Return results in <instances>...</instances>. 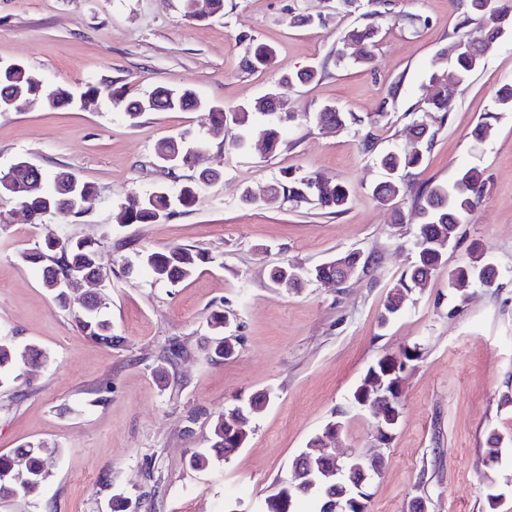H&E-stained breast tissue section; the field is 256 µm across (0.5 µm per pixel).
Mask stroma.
<instances>
[{
  "label": "stroma",
  "instance_id": "obj_1",
  "mask_svg": "<svg viewBox=\"0 0 512 512\" xmlns=\"http://www.w3.org/2000/svg\"><path fill=\"white\" fill-rule=\"evenodd\" d=\"M394 11L421 15L411 28L384 21L374 58L363 67H337L343 29L361 21L360 8L336 10V0H224V14L185 17L183 0H0V61L23 63L36 78L69 90L122 80L138 92L158 85L190 87L231 107L262 96L280 73L315 64L318 82L285 91L287 123L273 154L249 145L230 152L209 144L199 168L222 172L205 187L193 211L155 224H119L114 216L132 192L167 183L157 166V141L185 128L205 131L201 112L145 114L129 125L100 103L87 107L35 106L0 112V172L23 157L45 172L63 168L91 182L96 194L79 218L29 223L0 202V331L47 357L34 379L19 377L0 390V455L26 442L54 446L51 477L36 498L0 503V512H108L112 494L142 495V512H254L292 477V461L332 418L344 431L337 452H373L374 417L347 406L367 368L386 353L418 345L420 359L406 374L401 418L383 469L373 481L368 512H410L422 496L429 512H486V480L512 512V447L497 462L486 457L491 432L512 435V112L500 113L493 135L475 145L470 133L494 108L496 91L512 84V33L485 64L454 91V107L439 130L412 187L452 182L465 167L483 172L485 192L445 253V267L415 291L387 325L379 317L389 290L414 259L419 227L395 223L373 186L384 177L376 154L409 143L411 113L439 53L459 39L465 0H393ZM317 24L293 25L295 13ZM272 44L277 57L263 72L242 65L249 39ZM398 100L390 119L377 120L390 87ZM332 102L360 125L332 133L315 120ZM373 151H363V138ZM286 169L316 171L347 185L341 215L286 202L244 205L242 187L260 193ZM91 237L111 280L102 289L103 315L119 348L85 336L71 319L83 308L57 309L24 252L46 236ZM194 246L212 257L178 285L155 281L137 267L145 248ZM483 248L496 265L499 286L473 284L468 302L454 308L448 271ZM357 249L370 259L334 287L308 280L286 290L269 278L273 266L313 268ZM229 316L225 335L235 353L209 357V317ZM181 357L154 369L171 343ZM111 383L106 398L98 389ZM269 393L243 448L213 457L199 471L190 450L208 452L214 422L240 400Z\"/></svg>",
  "mask_w": 512,
  "mask_h": 512
}]
</instances>
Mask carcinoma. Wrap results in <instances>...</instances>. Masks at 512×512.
<instances>
[{
  "label": "carcinoma",
  "instance_id": "cac0c4a2",
  "mask_svg": "<svg viewBox=\"0 0 512 512\" xmlns=\"http://www.w3.org/2000/svg\"><path fill=\"white\" fill-rule=\"evenodd\" d=\"M365 16L373 22L346 29L340 38L341 47L336 49V61L350 58L355 63H368L378 42L379 29L375 20L391 14V0H364ZM458 29L463 31L462 41L468 48L455 54L452 68L435 70L428 80L423 106L424 115H440L445 120L451 110L448 86L466 83L483 64L488 50L501 37L512 31V0H468ZM246 68L252 71L265 70L275 63L274 50L262 42H252L244 57ZM320 77L315 67L290 71L281 76L278 86L264 95L232 108L201 98L188 87L159 85L144 95H132L128 84L112 82L106 86L89 83L83 96L92 100H103L113 107H121L131 124H136L148 112H203L207 120L206 138H198L192 131L183 130L169 136L154 147L159 161L177 159V191L159 186L143 194H131L120 204L117 222L120 224H149L160 219H169L195 207L203 186L220 178L214 170H202L198 176L183 181V171L195 166L194 155L205 148L208 140H218L224 147L237 152L247 148L250 140H264L266 151L274 153L281 144V128L292 114L284 108L279 88L296 82L309 83ZM37 98L51 109L71 104V101L53 92L47 85L32 82L26 67L0 61V105L14 101ZM499 112H512V85H504L497 93L495 111L485 113L474 128L472 139L486 141L493 132ZM320 124L331 123L344 130L360 123L353 114L334 104H326L316 115ZM410 145L404 150L388 151L377 157L385 176L376 184L373 195L384 206H391L408 186L403 174L419 168L425 152L435 138L437 129L422 119L412 124ZM27 160L20 158L10 169L0 173V182L10 185L7 198L24 208L32 224H41L48 216L77 217L85 212L73 199L71 187L78 183L81 194L87 198L95 195V187L76 178L66 170H59L48 177L41 170L25 167ZM485 189L483 173L476 167L459 172L455 181L429 183L416 195L413 209L419 224L416 241V260L411 271L400 278L387 294L380 323L385 325L401 311L409 294L427 287L432 276L444 264L441 245L454 242L461 224L467 221L481 199ZM273 190L277 196L297 206L311 205L327 214H340L349 203V192L345 185L319 172L303 175L288 171L281 175ZM99 243L91 238H66L44 241L26 256L32 264L40 267L43 287L54 303L63 309L70 305L72 294L89 284H104L100 261ZM209 256L192 246L173 247L161 250H146L139 254L140 266L147 269L160 282L175 284L192 278ZM498 279L495 265L484 251L472 249L470 261L448 270V288L458 304L463 305L469 297V289L478 277ZM270 279L282 288L298 285L299 279L288 276V265L276 266L270 271ZM102 299L96 292L86 296L84 309L74 315L78 329L111 348L122 344V337L112 332V323L101 317L99 309ZM417 347H404L397 353L385 354L370 365L349 397L350 408L363 397L391 395L400 397L403 392L405 373L418 361ZM46 363V356L34 345L18 348L10 336H0V387L10 380L15 367L22 364L37 368ZM267 403V395L259 394L243 405H238L216 420L212 431V445L222 456L246 443L251 433V422ZM344 422L329 420L322 430L311 438L307 449L295 456L292 462L293 478L280 487L279 492L266 497L259 505V512H296L288 500L306 496L314 501L313 512H367L371 495L357 497L358 487L364 475L380 470L381 457L366 453L336 461L337 454L330 444L336 434L342 433ZM396 424L375 421L373 440L388 448L393 439ZM49 454L40 441H28L10 454L0 456V501L14 498L36 497L41 494L49 477L47 461ZM141 497L126 494L114 495L109 501L110 512H138Z\"/></svg>",
  "mask_w": 512,
  "mask_h": 512
}]
</instances>
